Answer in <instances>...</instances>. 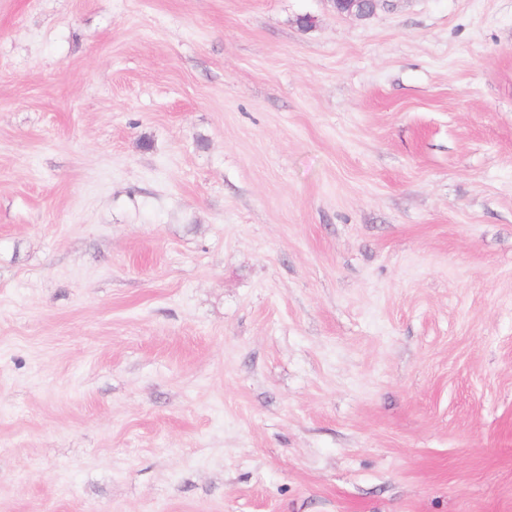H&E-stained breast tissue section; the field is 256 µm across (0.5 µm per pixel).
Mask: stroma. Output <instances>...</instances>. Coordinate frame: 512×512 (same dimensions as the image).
Instances as JSON below:
<instances>
[{"mask_svg":"<svg viewBox=\"0 0 512 512\" xmlns=\"http://www.w3.org/2000/svg\"><path fill=\"white\" fill-rule=\"evenodd\" d=\"M0 512H512V0H0ZM336 12L347 16H354L358 19H369L373 17L378 8L387 6L394 0H330ZM344 6H343V5Z\"/></svg>","mask_w":512,"mask_h":512,"instance_id":"1","label":"stroma"}]
</instances>
